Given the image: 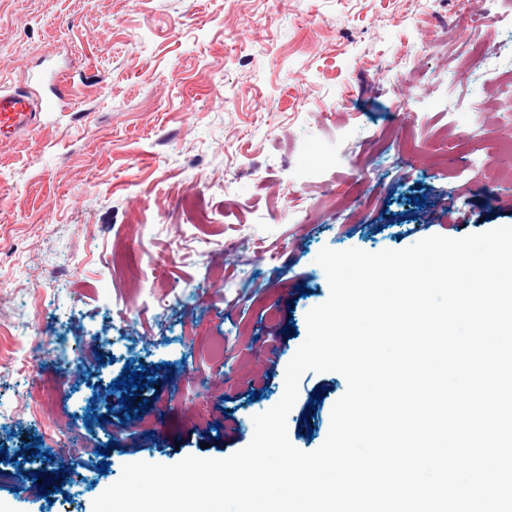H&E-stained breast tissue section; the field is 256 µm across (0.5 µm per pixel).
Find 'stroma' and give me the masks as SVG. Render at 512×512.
Instances as JSON below:
<instances>
[{
    "instance_id": "stroma-1",
    "label": "stroma",
    "mask_w": 512,
    "mask_h": 512,
    "mask_svg": "<svg viewBox=\"0 0 512 512\" xmlns=\"http://www.w3.org/2000/svg\"><path fill=\"white\" fill-rule=\"evenodd\" d=\"M481 2L491 70L445 0H0V87H70L0 143V512H92L125 464L245 447L329 295L322 248L512 225V0ZM142 366L175 404L103 422ZM345 390L302 375L296 448ZM70 429L81 480L14 491L20 441Z\"/></svg>"
}]
</instances>
